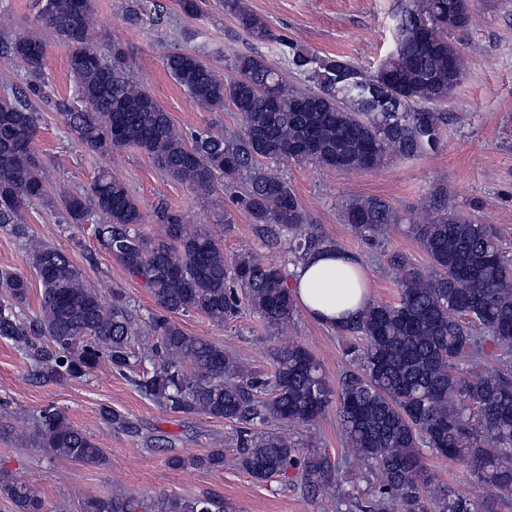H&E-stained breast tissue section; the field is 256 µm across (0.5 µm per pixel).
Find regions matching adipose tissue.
<instances>
[{
	"mask_svg": "<svg viewBox=\"0 0 512 512\" xmlns=\"http://www.w3.org/2000/svg\"><path fill=\"white\" fill-rule=\"evenodd\" d=\"M290 293L311 319L331 327L357 320L369 301L359 262L339 250L308 255L293 270Z\"/></svg>",
	"mask_w": 512,
	"mask_h": 512,
	"instance_id": "ef3b65f1",
	"label": "adipose tissue"
}]
</instances>
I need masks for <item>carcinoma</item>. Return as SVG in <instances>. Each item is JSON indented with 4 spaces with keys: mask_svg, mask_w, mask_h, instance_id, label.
Here are the masks:
<instances>
[{
    "mask_svg": "<svg viewBox=\"0 0 512 512\" xmlns=\"http://www.w3.org/2000/svg\"><path fill=\"white\" fill-rule=\"evenodd\" d=\"M224 10L256 41L275 38L245 0H222ZM36 22L69 48L68 63L83 107L65 113L80 145L100 155L136 147L196 195L213 194L215 182L247 189L237 200L253 224L292 234L290 251L303 260L329 245L302 233L305 211L288 182L271 168L288 159L353 173L411 159L436 148L443 107L460 83L466 63L448 41V14L456 28L469 19L467 0H404L393 52L366 78L350 64L282 42L293 69L314 83L300 92L254 53L241 54L234 75L220 78L196 54L176 51L166 69L200 107L231 105L241 118L239 134L203 129L187 136L139 84L129 80L126 52L112 41L105 55L96 46L92 0H34ZM0 58L21 62L32 80L27 91L0 97V230L27 249L40 286L39 314L19 318L29 282L0 274V340L30 360L38 383L83 379L106 367L120 374L138 361L130 302L120 290L88 285L61 249L35 239L22 223L23 208L47 198L50 179L31 150L38 114L29 95L47 65V46L33 31L0 43ZM67 223L93 215L94 235L127 273L144 282L154 304L149 330L156 337L146 355L153 371L136 386L160 407L205 414L239 425L237 466L257 480L297 470L306 494H330L337 512L362 509L355 483L326 452L306 449L266 430L274 422L310 423L336 404L345 447L362 467L379 469L370 486L369 512H474L469 498L449 485L431 483L422 449L468 462L477 484L512 496V373L483 370L485 345L512 353V263L499 237L455 208L438 205L432 219L408 232L430 259L425 277L405 256L393 261L399 300H372L362 316L338 326L359 339L345 348L357 365L333 391L321 364L304 347L280 346L272 381L245 372L224 347L186 333L175 321L193 312L222 324L240 312L239 295L267 327L288 325L295 306L282 267L252 254L229 261L206 224H187L181 211L154 210L159 236L141 234L140 202L112 175L101 172L83 192L57 190ZM344 221L364 240L383 235L399 221L392 206L370 196L346 205ZM101 418L130 434L135 421L104 406ZM37 442L58 456L98 467L106 462L97 440L52 405L37 420ZM173 468L220 470L224 451L168 458ZM0 499L13 512H45L32 484L0 473ZM82 512H224L214 494L161 496L149 503L133 496L84 500Z\"/></svg>",
    "mask_w": 512,
    "mask_h": 512,
    "instance_id": "1",
    "label": "carcinoma"
}]
</instances>
